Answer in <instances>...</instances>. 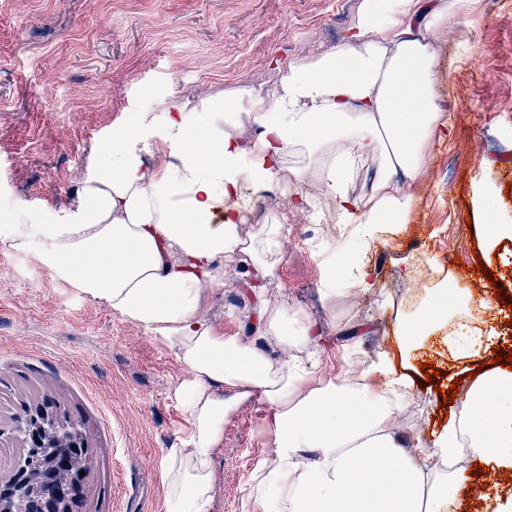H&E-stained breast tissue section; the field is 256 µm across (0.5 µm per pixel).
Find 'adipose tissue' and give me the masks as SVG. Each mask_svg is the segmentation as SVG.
Masks as SVG:
<instances>
[{"instance_id": "obj_1", "label": "adipose tissue", "mask_w": 512, "mask_h": 512, "mask_svg": "<svg viewBox=\"0 0 512 512\" xmlns=\"http://www.w3.org/2000/svg\"><path fill=\"white\" fill-rule=\"evenodd\" d=\"M480 9L481 0H362L344 50L284 65L266 96L242 86L203 101L192 120L175 96L135 113L103 140L110 171L87 166L72 211L46 224H0V242L143 328L185 367L173 391L184 438L162 466L165 512H211L224 421L254 397L265 407L272 457L242 488V512H447L459 490L448 462L460 444L512 467L502 446L512 441V399H492L510 374L473 378L428 447L395 431L396 398L413 383L393 358L378 357L358 384L311 386L320 345L307 320L290 339L305 356L275 360L265 340L282 335L288 305L270 302L266 288L285 254L288 216L272 214L249 237L240 223L248 195L274 189L287 191L291 209L314 211L298 188L306 172L362 243L403 223L406 185L447 127L433 37L449 22H473ZM246 121L259 130L251 147L236 134ZM155 143L166 153L152 166L145 156ZM292 157L304 159L302 170L289 171ZM232 271L256 301L245 338L225 335L200 310L203 289L225 287ZM469 309V298L452 292L441 307L401 318L405 352L451 321L443 342L457 358L488 351L492 336L460 321Z\"/></svg>"}]
</instances>
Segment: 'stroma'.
Instances as JSON below:
<instances>
[{
  "instance_id": "35a3bbf8",
  "label": "stroma",
  "mask_w": 512,
  "mask_h": 512,
  "mask_svg": "<svg viewBox=\"0 0 512 512\" xmlns=\"http://www.w3.org/2000/svg\"><path fill=\"white\" fill-rule=\"evenodd\" d=\"M361 2L0 0V206L12 207L15 223L50 222L72 205L87 163L105 165L101 144L113 127L171 95L194 108L239 85H274L279 64L337 50ZM456 29L438 33L435 60L448 133L430 147L405 223L372 246H346V260L372 269L374 292L341 279L326 286L323 259L333 249L321 225L289 211L287 194H263L261 210L243 214L248 233L271 213L289 214L287 253L267 294L287 301L289 334L306 317L321 326L320 376L398 357L396 323L419 309L400 296L410 266L431 270L427 288L445 282L486 305V318L463 316L470 328L499 332L512 322V241L493 249L484 241L495 225L512 224V175L503 173L512 167V0L483 6L471 47L454 41ZM454 54L462 61L452 71ZM479 182L495 190L483 203ZM462 266L475 269L472 283L459 276ZM250 308L236 288L203 293L204 314L228 336L245 335ZM354 326L358 353L347 362L343 332ZM421 360L434 363L441 383L429 386L419 372L405 398L417 410L397 430L429 444L453 411L450 386L466 393L475 365L457 360L437 334ZM183 374L143 329L0 244V424L11 426L20 401L48 395L61 418L81 425L91 458L82 512H164L162 460L182 445L172 392ZM263 415L251 399L227 418L211 512H242L241 487L271 456ZM483 466L493 480L460 468L469 489L448 512H495L512 495L506 470Z\"/></svg>"
}]
</instances>
